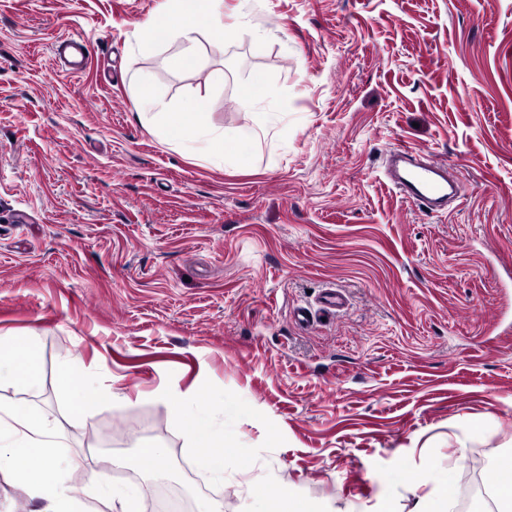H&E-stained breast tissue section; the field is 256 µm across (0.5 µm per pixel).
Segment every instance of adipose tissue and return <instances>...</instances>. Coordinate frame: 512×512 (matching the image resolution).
<instances>
[{
	"label": "adipose tissue",
	"mask_w": 512,
	"mask_h": 512,
	"mask_svg": "<svg viewBox=\"0 0 512 512\" xmlns=\"http://www.w3.org/2000/svg\"><path fill=\"white\" fill-rule=\"evenodd\" d=\"M213 0H166L165 10L140 30L142 46L160 42L178 43L169 63L180 70L200 68L203 60L198 52L197 37L212 32L228 42L236 41L239 31L224 26L212 9ZM138 100L149 111L151 125L159 139L175 148L207 160L220 155L243 158L241 141L268 135L276 121L274 113L260 112L253 125L244 127L240 139L228 138L223 130L206 120L208 100L199 96L192 111L185 112L160 97L149 81H142ZM57 375L65 388L71 413L80 418L94 406L117 401L111 391L96 389L77 362L58 365ZM42 363L36 336L22 339L0 337V387L23 394L35 389L41 380ZM170 418L183 430L187 447L200 449L199 462L217 482L224 479V454L235 448L237 440L228 436L204 407L202 397L187 393L182 402L166 404ZM54 429L30 407L20 402H0V462L18 470L31 498L42 502L41 512H70L72 500L62 486L61 470L53 451ZM71 474L84 482L82 492L89 497L85 512H136L138 502L148 488L142 484L115 485L100 480L96 470L86 469L79 460L69 462ZM463 468L455 460L442 477L424 472L416 477L401 472L400 482L420 495L418 512H441L439 504L450 497L454 481Z\"/></svg>",
	"instance_id": "ef3b65f1"
}]
</instances>
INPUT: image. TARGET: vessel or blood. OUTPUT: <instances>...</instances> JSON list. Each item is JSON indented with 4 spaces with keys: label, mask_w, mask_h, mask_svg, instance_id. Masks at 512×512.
Here are the masks:
<instances>
[{
    "label": "vessel or blood",
    "mask_w": 512,
    "mask_h": 512,
    "mask_svg": "<svg viewBox=\"0 0 512 512\" xmlns=\"http://www.w3.org/2000/svg\"><path fill=\"white\" fill-rule=\"evenodd\" d=\"M386 172L400 195L415 205L432 211L441 208L449 196L460 194L459 183L449 181L446 166L433 159L418 160L412 148L400 146L390 150ZM344 294L328 288L318 310L298 308L293 312L296 323L305 325L317 315H332L344 308Z\"/></svg>",
    "instance_id": "vessel-or-blood-1"
}]
</instances>
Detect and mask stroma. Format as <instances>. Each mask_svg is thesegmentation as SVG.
Masks as SVG:
<instances>
[{
	"label": "stroma",
	"mask_w": 512,
	"mask_h": 512,
	"mask_svg": "<svg viewBox=\"0 0 512 512\" xmlns=\"http://www.w3.org/2000/svg\"><path fill=\"white\" fill-rule=\"evenodd\" d=\"M164 0H0V335L36 330L24 396L65 454L109 453L114 483L177 487L223 512H415L401 471L463 458L451 512H496L512 445V0H224L235 42L198 37L202 70L138 46ZM88 41L63 72L50 47ZM262 76L273 136L252 165L189 158L139 115L149 79L234 134ZM405 145L457 170L446 214L407 203L382 158ZM342 289L347 310H292ZM79 362L128 403L73 422L55 368ZM196 390L236 436L224 481L166 405ZM166 450L160 467L139 448Z\"/></svg>",
	"instance_id": "stroma-1"
}]
</instances>
